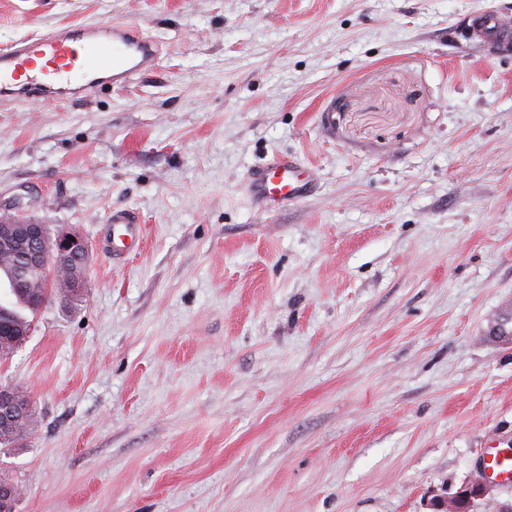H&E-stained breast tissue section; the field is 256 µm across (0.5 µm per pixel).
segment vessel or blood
I'll list each match as a JSON object with an SVG mask.
<instances>
[{
  "label": "vessel or blood",
  "mask_w": 512,
  "mask_h": 512,
  "mask_svg": "<svg viewBox=\"0 0 512 512\" xmlns=\"http://www.w3.org/2000/svg\"><path fill=\"white\" fill-rule=\"evenodd\" d=\"M478 26L484 40L512 43V31L495 18H481ZM158 53L156 44L132 26L64 27L0 51V96L80 99L100 82L122 86L155 68ZM248 182L255 205L266 210L303 197L312 178L295 160L275 155L252 169ZM140 238L141 226L131 213L114 207L107 241L113 257H121ZM482 472L512 483V455L494 446L487 448Z\"/></svg>",
  "instance_id": "b4317fda"
}]
</instances>
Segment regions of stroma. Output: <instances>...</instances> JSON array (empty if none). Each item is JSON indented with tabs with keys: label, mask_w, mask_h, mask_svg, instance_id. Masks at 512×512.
Segmentation results:
<instances>
[{
	"label": "stroma",
	"mask_w": 512,
	"mask_h": 512,
	"mask_svg": "<svg viewBox=\"0 0 512 512\" xmlns=\"http://www.w3.org/2000/svg\"><path fill=\"white\" fill-rule=\"evenodd\" d=\"M512 0H0V50L134 25L158 65L0 102V206L74 230L81 300L0 360L16 512H433L512 448ZM316 177L254 206L253 166ZM141 249H104L112 209ZM478 26L486 41L508 45L512 40V32L504 28L495 18L483 17L479 20ZM27 419L29 424L34 419V411L30 400L13 392L6 386L0 387V420L21 421Z\"/></svg>",
	"instance_id": "stroma-1"
}]
</instances>
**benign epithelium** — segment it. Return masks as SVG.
Segmentation results:
<instances>
[{
  "mask_svg": "<svg viewBox=\"0 0 512 512\" xmlns=\"http://www.w3.org/2000/svg\"><path fill=\"white\" fill-rule=\"evenodd\" d=\"M0 243L7 250L16 251L22 256V265L16 276L26 277L38 273L56 278L58 287H66L70 282L68 260L88 262L89 249L84 238L74 230H61L51 234L47 225L20 214L0 209ZM33 421L34 411L30 400L6 386L0 387V420ZM483 500L493 512H512L508 505L493 496V485L482 476L473 478L465 489L451 498L435 502L437 512H471L475 501Z\"/></svg>",
  "mask_w": 512,
  "mask_h": 512,
  "instance_id": "7a95c632",
  "label": "benign epithelium"
}]
</instances>
